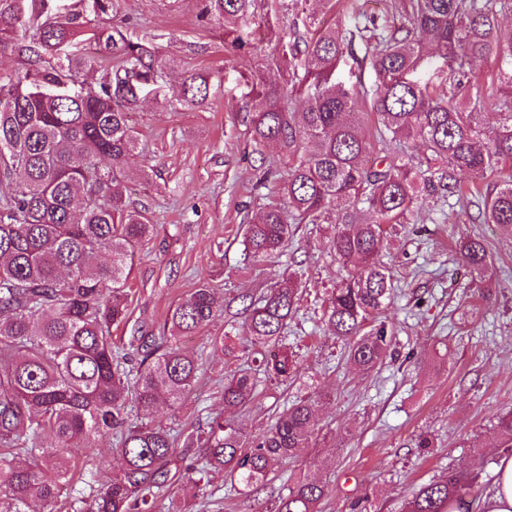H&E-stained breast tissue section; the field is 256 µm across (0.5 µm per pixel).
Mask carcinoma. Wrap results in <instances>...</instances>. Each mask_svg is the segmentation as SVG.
I'll use <instances>...</instances> for the list:
<instances>
[{"instance_id":"obj_1","label":"carcinoma","mask_w":512,"mask_h":512,"mask_svg":"<svg viewBox=\"0 0 512 512\" xmlns=\"http://www.w3.org/2000/svg\"><path fill=\"white\" fill-rule=\"evenodd\" d=\"M49 2L0 0V45L17 43L27 56L22 75L0 80V512H29L32 499L53 505L63 498L70 512H155L181 471L197 497L219 473L251 493L310 447L317 402L296 400L250 444L222 413L178 435L132 421L131 403L143 412L162 397L182 403L201 364L178 339L206 327L219 304L202 283L170 312L171 336H134L125 353L112 346L107 331L126 317L128 258L152 229L126 200L128 184L149 177L129 166L138 136L128 114L165 59L114 28L105 47L121 71L101 91L85 89L78 75L95 60L69 47L87 29L85 13L101 18L116 12L120 0H77L79 9L62 14ZM409 4L391 32L371 16L309 39L294 31L289 42L269 27L266 38L281 48L271 61L286 80L247 84L253 140L275 145L288 171L279 188L282 203L265 207L247 225L245 251L278 256L294 225L328 224L332 210L347 208L330 240L348 272L333 288L328 325L349 341L350 359L362 370L392 355L386 324L362 333L392 294L378 260L383 222L403 216L428 193L454 196L462 206L479 201L484 223L512 232V176L487 194L478 185L512 163V75L490 93L499 120L489 136L478 122L480 98L464 104L452 90L431 92L410 79L428 58V42L452 71L472 69L492 53L512 58V33L499 27V13L512 11V0ZM258 8L259 0H206L204 12L224 22L225 49L239 52L252 46ZM357 41L379 80L370 140L368 113L358 109L355 90L334 78ZM299 68L311 81L305 89L287 80ZM207 94V82L191 78L182 84L180 103L198 106ZM404 139L420 142L422 155L398 152ZM371 146L375 168L363 160ZM367 212L378 220L363 221ZM459 254L479 277L488 272L482 240L462 242ZM296 304L291 273L244 308L248 352L261 355L259 368L271 383L286 384L296 373L295 355L283 342ZM255 397L249 370L224 380V410ZM497 430L498 447L512 448V410L497 416ZM106 436L115 441L121 468L100 487L87 480L77 485L72 450ZM191 448L199 453L189 460ZM477 485V475L461 467L419 486L406 512H448L449 502H467ZM327 492L320 479L303 477L279 498L276 512H316Z\"/></svg>"}]
</instances>
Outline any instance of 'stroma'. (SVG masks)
<instances>
[{
  "label": "stroma",
  "instance_id": "obj_1",
  "mask_svg": "<svg viewBox=\"0 0 512 512\" xmlns=\"http://www.w3.org/2000/svg\"><path fill=\"white\" fill-rule=\"evenodd\" d=\"M203 6V0H122L116 14L95 21L98 29L116 28L152 44L166 59L130 115L139 136L130 164L148 167L150 177L131 183L128 196L155 229L131 257L128 317L109 336L125 347L136 334L160 335L181 298L203 282L215 288L220 310L214 320L180 340L201 362L197 380L180 406L163 405L142 417L174 429L204 424L224 408L225 376L253 366L242 353L249 328L240 296L262 295L292 266L303 273L285 338L296 354V376L278 387L259 384L253 404L233 417L254 441L284 403L315 396L321 406L308 453L286 462L259 489L242 495L219 476L213 501H190L173 488L159 500V512L186 504L191 512H273L279 497L307 475L330 490L319 512H403L415 487L463 465L491 489L501 459L496 418L512 409V234L483 223L475 207L452 208L433 196L420 211L385 225L380 260L395 292L381 318L366 327L392 328L396 353L371 371L356 368L325 322L343 272L329 245L343 211L333 212L328 224L297 225L278 258L259 261L244 250L247 224L279 200L274 185L258 186L260 163L287 170L272 145L252 139L246 81L257 71L273 83L281 76L267 64V42L248 53L225 51L224 28L203 16ZM260 12L270 23L300 29L349 25L362 13L386 27L394 23L386 0H338L330 13L317 0H264ZM509 72L512 60L493 54L465 76L434 57L413 78L471 96ZM194 77L207 80L209 95L204 105L188 108L178 101L179 85ZM474 237L484 241L491 261L483 284L458 253L460 242ZM225 335L227 350L213 349L212 339ZM421 435L431 447H417ZM111 446L110 438H99L76 453L78 471L106 483L121 465Z\"/></svg>",
  "mask_w": 512,
  "mask_h": 512
}]
</instances>
